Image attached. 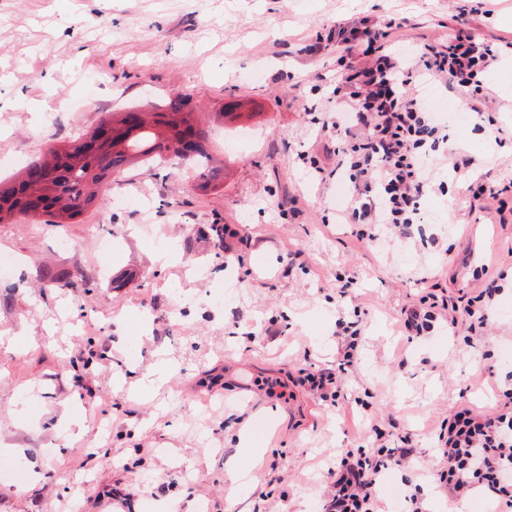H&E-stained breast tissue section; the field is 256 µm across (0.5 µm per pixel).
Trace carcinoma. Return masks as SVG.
Here are the masks:
<instances>
[{
    "label": "carcinoma",
    "mask_w": 512,
    "mask_h": 512,
    "mask_svg": "<svg viewBox=\"0 0 512 512\" xmlns=\"http://www.w3.org/2000/svg\"><path fill=\"white\" fill-rule=\"evenodd\" d=\"M129 114V110L103 113L90 133L49 147L17 179L0 182V223L22 214L45 217L51 224H73L86 210L102 206L112 177L140 159L169 155L189 160L201 189L210 188L217 180L219 169L213 166V158L203 145L206 131L198 126L195 112L187 109L186 99L169 104L162 112L149 113V125L127 130L118 141L95 142L103 126H118ZM42 166L55 170L57 175L47 182L27 179L28 171Z\"/></svg>",
    "instance_id": "cac0c4a2"
}]
</instances>
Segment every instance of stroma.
Masks as SVG:
<instances>
[{
  "label": "stroma",
  "instance_id": "stroma-1",
  "mask_svg": "<svg viewBox=\"0 0 512 512\" xmlns=\"http://www.w3.org/2000/svg\"><path fill=\"white\" fill-rule=\"evenodd\" d=\"M452 0H0V179L102 113L184 95L223 175L200 190L185 164H134L102 209L73 224H0V512H321L346 451L411 436L424 477L391 469L405 512H492L482 494L441 496L437 435L460 404L495 412L512 375V287L478 333L439 322L408 335L403 309L436 294L463 304L512 275V195L497 214L465 180L433 172L408 238L336 223L348 181L312 118L348 50L338 22L384 28L398 50L446 38ZM512 42V0L470 17ZM494 123L457 94L419 91L476 175L512 180V53L488 74ZM330 172L321 180L320 171ZM224 227L215 247L213 225ZM112 237L102 250L101 237ZM359 317L352 359L339 315ZM172 369L158 385L156 363ZM335 373L322 400L307 373ZM273 379L286 397L260 389ZM267 426L270 436L259 440ZM260 449L248 462L245 447ZM251 464V479H235Z\"/></svg>",
  "mask_w": 512,
  "mask_h": 512
}]
</instances>
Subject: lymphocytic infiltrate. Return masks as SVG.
<instances>
[{
	"label": "lymphocytic infiltrate",
	"mask_w": 512,
	"mask_h": 512,
	"mask_svg": "<svg viewBox=\"0 0 512 512\" xmlns=\"http://www.w3.org/2000/svg\"><path fill=\"white\" fill-rule=\"evenodd\" d=\"M361 61L340 66L323 129L334 130L337 169L352 192L342 207L350 224H384L398 237L422 220L421 200L430 184L427 160L447 157L450 171L465 176L471 199H499L501 188L475 176V158L465 149H448V126L418 92L436 82L463 96L472 115L483 117L491 100L488 72L499 55L493 45L458 30L423 43L411 56L394 52L386 34L364 30ZM500 287L485 284L471 302L437 313L429 307L406 310L405 331L423 334L436 321L449 329L485 328ZM503 407L488 414L463 405L450 415L438 436L440 467L436 487L448 500L477 492L490 496L497 512H512V382L502 391ZM413 470L416 450L374 446L342 459L326 491L323 512H386L378 488L387 470Z\"/></svg>",
	"instance_id": "1"
}]
</instances>
